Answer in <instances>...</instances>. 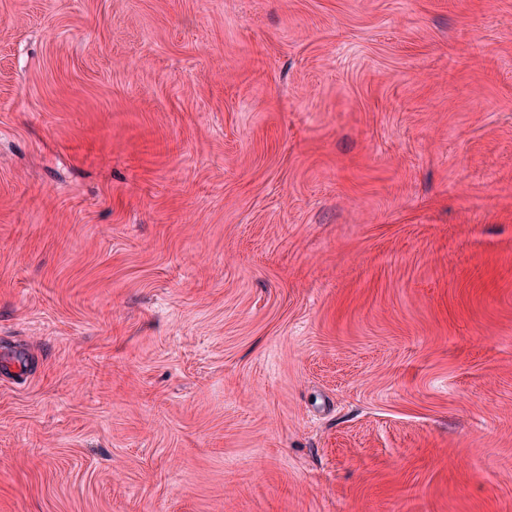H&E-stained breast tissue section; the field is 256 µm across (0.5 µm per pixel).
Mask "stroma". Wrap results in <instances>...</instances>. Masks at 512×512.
<instances>
[{"instance_id":"obj_1","label":"stroma","mask_w":512,"mask_h":512,"mask_svg":"<svg viewBox=\"0 0 512 512\" xmlns=\"http://www.w3.org/2000/svg\"><path fill=\"white\" fill-rule=\"evenodd\" d=\"M0 512H512V0H0Z\"/></svg>"}]
</instances>
